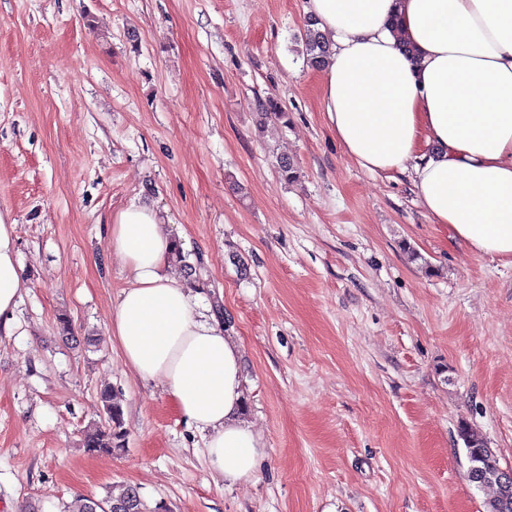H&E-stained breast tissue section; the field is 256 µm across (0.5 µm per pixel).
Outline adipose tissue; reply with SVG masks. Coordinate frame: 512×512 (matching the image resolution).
I'll return each mask as SVG.
<instances>
[{"label":"adipose tissue","instance_id":"1","mask_svg":"<svg viewBox=\"0 0 512 512\" xmlns=\"http://www.w3.org/2000/svg\"><path fill=\"white\" fill-rule=\"evenodd\" d=\"M333 43L322 70L328 124L372 173L412 171L432 223L473 251L512 258V0H308ZM17 225L0 216V334L26 282ZM176 237L150 206L108 226L128 272L108 331L142 380L161 382L205 440L214 476L254 478L262 440L244 419V359L172 266Z\"/></svg>","mask_w":512,"mask_h":512}]
</instances>
